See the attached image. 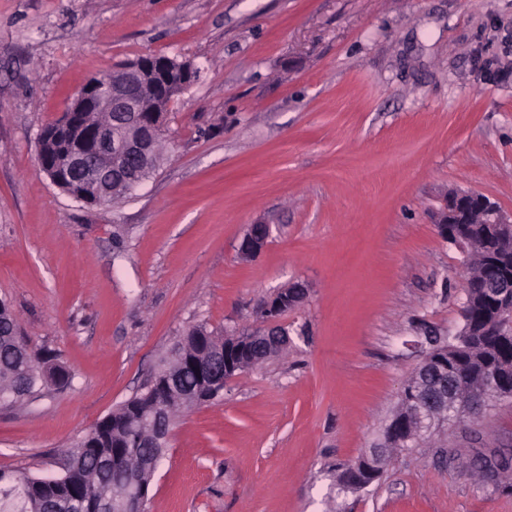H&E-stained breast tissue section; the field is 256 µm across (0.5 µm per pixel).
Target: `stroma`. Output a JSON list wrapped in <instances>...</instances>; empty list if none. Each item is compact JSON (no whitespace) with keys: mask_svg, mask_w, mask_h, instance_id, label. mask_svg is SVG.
Wrapping results in <instances>:
<instances>
[{"mask_svg":"<svg viewBox=\"0 0 512 512\" xmlns=\"http://www.w3.org/2000/svg\"><path fill=\"white\" fill-rule=\"evenodd\" d=\"M145 54L198 75L157 172L85 206L39 172V134ZM454 191L512 216V0H0V301L73 374L0 402V471L59 474L189 328L261 327L300 282L287 351L177 418L146 512H512V487L439 454L512 457V398L336 485L381 441L420 336L463 327L465 257L437 228ZM253 224L270 236L244 260Z\"/></svg>","mask_w":512,"mask_h":512,"instance_id":"stroma-1","label":"stroma"}]
</instances>
